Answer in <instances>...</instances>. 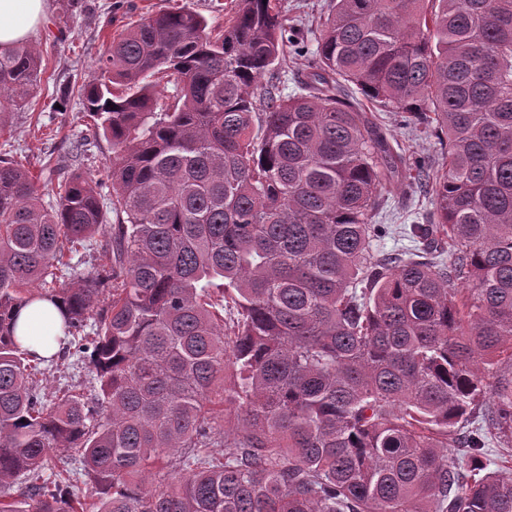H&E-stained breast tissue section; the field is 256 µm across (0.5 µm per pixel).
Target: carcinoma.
Wrapping results in <instances>:
<instances>
[{
  "label": "carcinoma",
  "mask_w": 512,
  "mask_h": 512,
  "mask_svg": "<svg viewBox=\"0 0 512 512\" xmlns=\"http://www.w3.org/2000/svg\"><path fill=\"white\" fill-rule=\"evenodd\" d=\"M290 51L311 72L283 95L262 79ZM40 67L0 50V104ZM352 85L436 135L420 248L373 247L382 190L426 162ZM80 96L110 198L77 167L47 206L0 157V512H85L81 484L95 512H512L484 456L512 463V0H330L312 38L281 0L217 33L184 6L113 39ZM36 300L92 397L42 392L54 360L16 335Z\"/></svg>",
  "instance_id": "obj_1"
}]
</instances>
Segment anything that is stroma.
<instances>
[{"label":"stroma","instance_id":"1","mask_svg":"<svg viewBox=\"0 0 512 512\" xmlns=\"http://www.w3.org/2000/svg\"><path fill=\"white\" fill-rule=\"evenodd\" d=\"M188 6L204 15L212 29L220 31L235 9V0H49L45 19L30 42L41 54V82L29 106L21 111L5 109L0 126V157L20 163L32 173L49 165L70 169V144L77 138H93L85 170L101 175L112 156L105 138L94 137L93 120L84 112L78 86L95 68L97 58L111 36L140 17ZM381 119L389 129L395 149L429 160L440 167L431 139L400 126L394 113ZM383 204L375 217L379 224H411L424 211L427 199L408 194L399 184L387 185Z\"/></svg>","mask_w":512,"mask_h":512}]
</instances>
